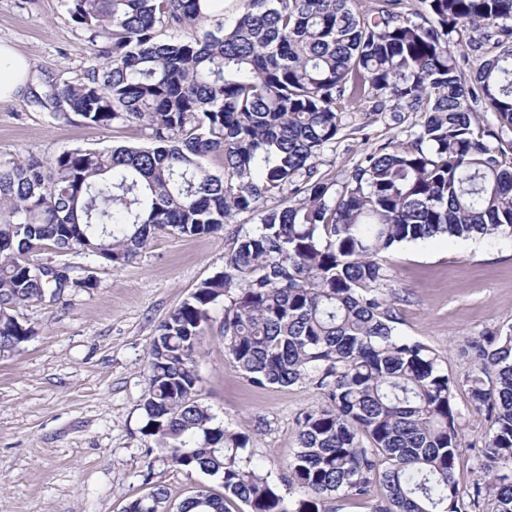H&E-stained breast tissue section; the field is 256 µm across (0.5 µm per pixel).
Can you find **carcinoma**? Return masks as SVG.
I'll list each match as a JSON object with an SVG mask.
<instances>
[{
  "label": "carcinoma",
  "instance_id": "cac0c4a2",
  "mask_svg": "<svg viewBox=\"0 0 512 512\" xmlns=\"http://www.w3.org/2000/svg\"><path fill=\"white\" fill-rule=\"evenodd\" d=\"M232 2L228 22L224 0H64L102 66L34 103L59 119L143 126L151 145L0 160V357L34 335L20 308L97 285L34 253L123 266L160 233L206 236L255 214L224 271L147 349L148 453L220 479L224 493L200 484L172 506L154 485L122 512H230L235 499L247 512H322L375 482L386 497L372 512H512V326L469 341L470 404L493 424L465 494L455 381L429 347L394 334L383 267L402 242L512 236V0ZM463 27L474 49H494L473 69L454 50ZM354 109L422 121L336 176L318 158ZM220 303L226 356L252 384L308 382L322 395L297 419L282 486L248 452L250 434L199 399L196 357Z\"/></svg>",
  "mask_w": 512,
  "mask_h": 512
}]
</instances>
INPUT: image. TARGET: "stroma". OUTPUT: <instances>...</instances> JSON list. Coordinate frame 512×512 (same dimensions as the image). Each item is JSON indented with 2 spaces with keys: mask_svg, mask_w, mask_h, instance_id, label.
<instances>
[{
  "mask_svg": "<svg viewBox=\"0 0 512 512\" xmlns=\"http://www.w3.org/2000/svg\"><path fill=\"white\" fill-rule=\"evenodd\" d=\"M1 42L32 63L21 96L0 101L1 159L28 150L53 155L147 144L144 128L96 126L76 115L58 120L33 104V93L47 84L77 81L97 64L62 0H0ZM415 121L354 113L358 132L324 152V170L341 174L371 149L407 139ZM256 224L240 214L215 235L162 234L122 267L95 256L41 252L42 260L69 265L74 277L94 276L97 285L18 311L36 333L0 358V512H121L157 483L177 502L201 483L221 491L215 478L152 461L140 400L158 323L223 270L234 237ZM384 265L386 284L400 299L395 335L428 346L456 382L464 419L455 477L468 490L479 477L489 427L469 402L468 342L512 325V237L404 242L386 253ZM223 318V306L213 307L197 357L200 399L225 426L250 433L255 459L280 475L298 449V414L321 395L307 383L251 384L224 355Z\"/></svg>",
  "mask_w": 512,
  "mask_h": 512,
  "instance_id": "1",
  "label": "stroma"
}]
</instances>
